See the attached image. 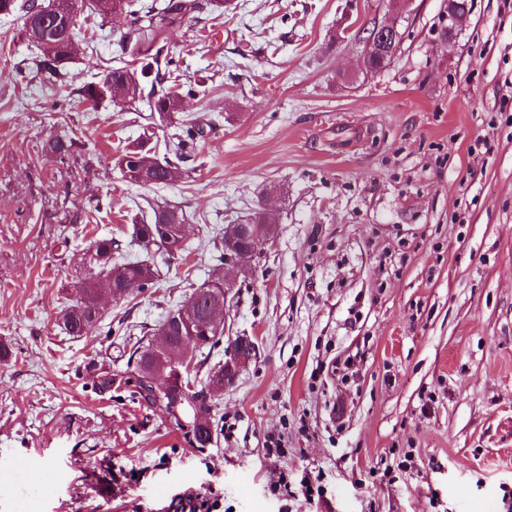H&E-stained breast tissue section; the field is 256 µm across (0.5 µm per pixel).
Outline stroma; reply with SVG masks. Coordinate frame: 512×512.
<instances>
[{"label": "stroma", "mask_w": 512, "mask_h": 512, "mask_svg": "<svg viewBox=\"0 0 512 512\" xmlns=\"http://www.w3.org/2000/svg\"><path fill=\"white\" fill-rule=\"evenodd\" d=\"M198 2L170 41L208 82L179 116L217 124L162 189L114 163L147 104L78 93L119 58L121 21L78 23L60 92L0 17V512H174L190 485L216 512H512V0H468L449 38L448 0ZM392 20L397 54L365 73L367 29ZM63 131L79 146L62 159L46 144ZM147 198L181 207L194 244L261 209L276 226L226 306L225 339L260 352L213 396L205 448L129 392L96 394L83 365L112 355L106 323L152 333L209 252L88 335L57 325L84 248L134 252Z\"/></svg>", "instance_id": "1"}]
</instances>
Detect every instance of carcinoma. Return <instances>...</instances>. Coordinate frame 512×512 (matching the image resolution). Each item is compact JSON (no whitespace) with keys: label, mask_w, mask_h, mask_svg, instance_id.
Returning <instances> with one entry per match:
<instances>
[{"label":"carcinoma","mask_w":512,"mask_h":512,"mask_svg":"<svg viewBox=\"0 0 512 512\" xmlns=\"http://www.w3.org/2000/svg\"><path fill=\"white\" fill-rule=\"evenodd\" d=\"M199 9L198 0H153L149 4L142 0H50L46 6L38 0H0V16L15 15L23 20L22 33L32 47V65L44 74L48 84L59 88L69 82L68 64L74 51L78 16L86 14L106 20L115 13L123 15L126 29L121 34L120 43L126 60L83 82L78 89L79 95L93 108L106 101L125 108L145 97L150 112L162 122L180 111L185 100L196 98L203 87V83L180 74V59L169 43V32ZM204 133L202 122L187 120L164 140L165 153L159 158L151 155L152 148L149 147L154 133L144 128L143 134L125 145L117 158L122 180L147 187L176 183L184 174L181 162ZM76 145L74 138L61 134L49 142V149L63 159ZM147 206L149 219L132 225L133 237L145 253L144 258H131L117 241L108 237L93 241L87 248L93 256L92 261L83 263L82 296L76 303L64 306L59 315L60 327L66 335L85 336L100 326L104 314L98 301L119 290L124 282H138L142 293L161 287L156 255L164 256V263L168 265L191 252L185 241L170 247L166 245V227L186 222L183 209L166 202H149ZM208 241L217 252L212 258L211 276L214 277L224 272V238L217 233ZM223 338L221 332L198 345L187 325L174 323L168 342L176 354L187 348L199 353L207 346L219 344ZM149 348L147 343L131 350L126 369L121 372L112 370L110 365L87 363L85 370L91 374L94 389L110 393L128 388L140 406L156 409L158 399L153 382L141 367ZM166 406L170 407L167 420L185 436L189 434L187 423L196 421L195 410L212 412V405L204 402L190 411L183 404L174 407L168 402Z\"/></svg>","instance_id":"obj_1"}]
</instances>
